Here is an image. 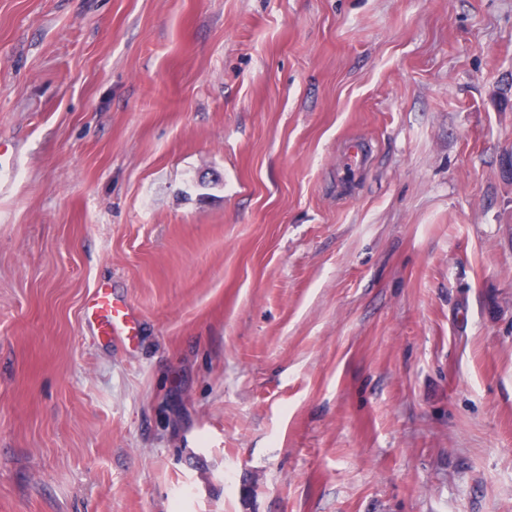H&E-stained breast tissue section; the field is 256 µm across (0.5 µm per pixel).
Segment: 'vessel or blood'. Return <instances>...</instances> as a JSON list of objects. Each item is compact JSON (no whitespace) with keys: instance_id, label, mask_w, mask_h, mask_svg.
<instances>
[{"instance_id":"obj_1","label":"vessel or blood","mask_w":512,"mask_h":512,"mask_svg":"<svg viewBox=\"0 0 512 512\" xmlns=\"http://www.w3.org/2000/svg\"><path fill=\"white\" fill-rule=\"evenodd\" d=\"M84 312L99 334L112 342L130 339L137 328L135 311L105 283L96 285L89 292Z\"/></svg>"}]
</instances>
